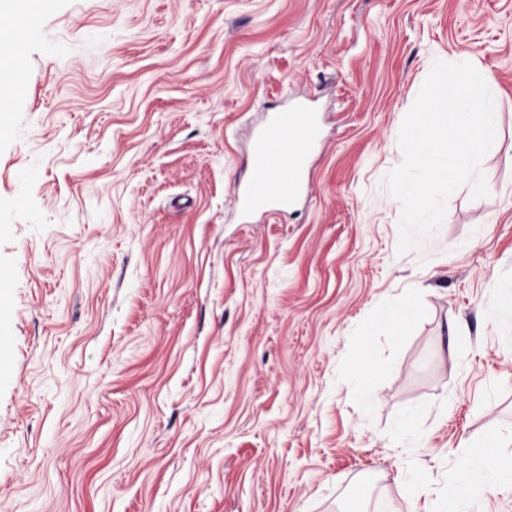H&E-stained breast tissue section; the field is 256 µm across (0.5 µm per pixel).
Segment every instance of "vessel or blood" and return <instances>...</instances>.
<instances>
[{"label": "vessel or blood", "instance_id": "vessel-or-blood-1", "mask_svg": "<svg viewBox=\"0 0 512 512\" xmlns=\"http://www.w3.org/2000/svg\"><path fill=\"white\" fill-rule=\"evenodd\" d=\"M318 121L317 113L302 105L273 114L253 143L256 175L239 195L246 211H285L296 204Z\"/></svg>", "mask_w": 512, "mask_h": 512}]
</instances>
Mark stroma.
I'll return each mask as SVG.
<instances>
[{
    "label": "stroma",
    "mask_w": 512,
    "mask_h": 512,
    "mask_svg": "<svg viewBox=\"0 0 512 512\" xmlns=\"http://www.w3.org/2000/svg\"><path fill=\"white\" fill-rule=\"evenodd\" d=\"M466 56L488 194L398 254L401 124ZM19 63L0 512H431L485 437L512 461V0H32ZM286 92L321 142L299 204L251 214L234 188ZM409 297L400 336L376 327Z\"/></svg>",
    "instance_id": "stroma-1"
}]
</instances>
